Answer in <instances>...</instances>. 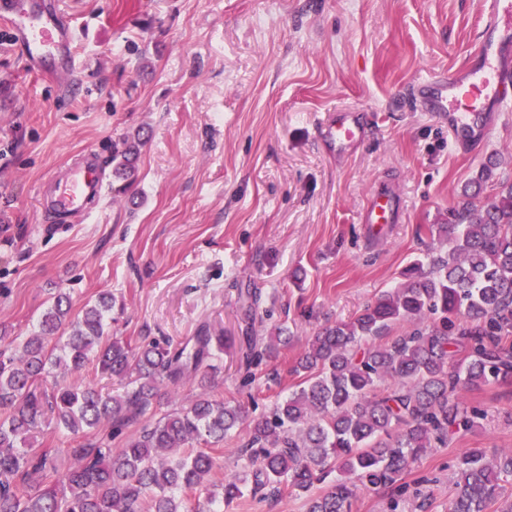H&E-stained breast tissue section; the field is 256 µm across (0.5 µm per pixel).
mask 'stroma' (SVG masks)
Listing matches in <instances>:
<instances>
[{
    "instance_id": "stroma-1",
    "label": "stroma",
    "mask_w": 512,
    "mask_h": 512,
    "mask_svg": "<svg viewBox=\"0 0 512 512\" xmlns=\"http://www.w3.org/2000/svg\"><path fill=\"white\" fill-rule=\"evenodd\" d=\"M76 32L73 87L33 73L0 25V336L36 332L57 292L73 311L103 293L111 334L173 342L210 325L241 332L240 289L262 294L260 335H294L245 384L225 351L214 393L249 417L297 389L309 336L398 286L429 229L453 222L488 157L512 179V101L486 140L458 144L415 101L478 53L483 0H63ZM362 113L365 140L330 153L319 121ZM145 138L138 179L84 221L51 232L47 180L93 150L104 169L127 134ZM390 189L393 223L368 231L369 193ZM484 410L403 481L397 512H448L468 449H512V383L465 389ZM305 495L244 496L224 512H305Z\"/></svg>"
}]
</instances>
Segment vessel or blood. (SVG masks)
Segmentation results:
<instances>
[{
	"label": "vessel or blood",
	"mask_w": 512,
	"mask_h": 512,
	"mask_svg": "<svg viewBox=\"0 0 512 512\" xmlns=\"http://www.w3.org/2000/svg\"><path fill=\"white\" fill-rule=\"evenodd\" d=\"M0 22L7 25L15 42L23 47L29 64L51 75L72 70L73 38L70 18L62 0H0ZM483 46L477 60L452 78L421 86L416 98L429 111L447 117L458 138L481 143L486 136L483 114L490 105L501 104L512 93L492 66L498 38L512 34V0H485ZM323 133L337 149H345L364 138L366 123L360 113L340 112ZM105 172L96 154L87 152L71 163L63 179L54 181L50 203L56 213L84 217L100 200ZM397 200L394 194L374 195L363 215V223L378 227L390 223Z\"/></svg>",
	"instance_id": "obj_1"
}]
</instances>
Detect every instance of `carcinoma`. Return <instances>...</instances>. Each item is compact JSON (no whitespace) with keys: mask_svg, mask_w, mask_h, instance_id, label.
Instances as JSON below:
<instances>
[{"mask_svg":"<svg viewBox=\"0 0 512 512\" xmlns=\"http://www.w3.org/2000/svg\"><path fill=\"white\" fill-rule=\"evenodd\" d=\"M142 144L138 135L124 137V148L112 152L115 177L136 181ZM499 165L488 158L463 190L456 223L439 225L448 250L427 246L406 283L311 337L292 368L303 375L299 389L257 418L212 394L211 361L224 351V337L203 328L176 346L151 340L134 348L107 332L112 294L74 315L58 292L35 334L0 349V512H186L184 501L196 496L203 497L196 512H224L248 493L308 492L335 468L355 481L340 477L310 495L307 512H353L359 493L397 485L428 451L477 424L482 413L459 398L460 389L512 382V182L473 202ZM247 297L238 361L248 379L290 337L281 327L267 341L253 335L260 292L249 289ZM401 323L411 330L389 336ZM61 365L112 375L126 390L42 388L39 381ZM189 377L199 392L188 406L112 452V437L150 411L160 385ZM387 380L393 385L379 389ZM48 421L75 443L60 492L45 485L57 472L56 450L34 451L29 442ZM105 423L106 436L88 439ZM240 427L248 429L241 471L210 483L217 459L199 445L222 444ZM509 477L512 450L489 459L485 449H469L458 461L448 512H489Z\"/></svg>","mask_w":512,"mask_h":512,"instance_id":"carcinoma-1","label":"carcinoma"}]
</instances>
